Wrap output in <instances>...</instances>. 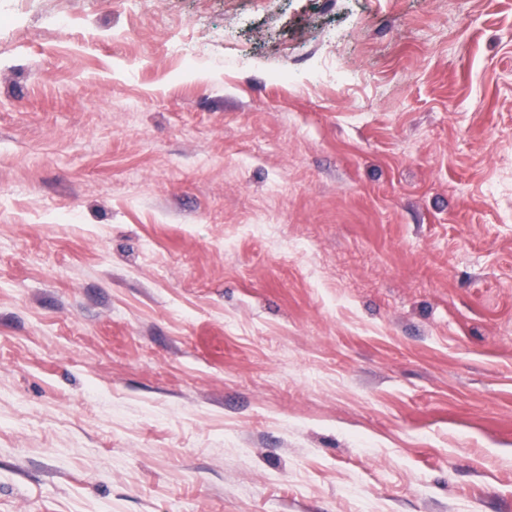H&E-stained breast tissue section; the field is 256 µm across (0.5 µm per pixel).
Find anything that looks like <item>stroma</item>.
Here are the masks:
<instances>
[{"label":"stroma","mask_w":512,"mask_h":512,"mask_svg":"<svg viewBox=\"0 0 512 512\" xmlns=\"http://www.w3.org/2000/svg\"><path fill=\"white\" fill-rule=\"evenodd\" d=\"M0 512H512V0H0Z\"/></svg>","instance_id":"35a3bbf8"}]
</instances>
